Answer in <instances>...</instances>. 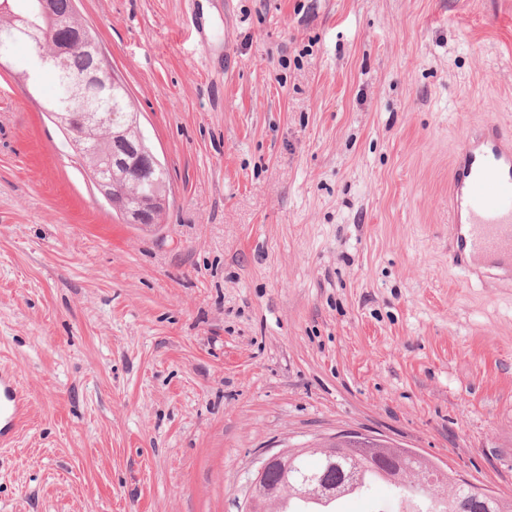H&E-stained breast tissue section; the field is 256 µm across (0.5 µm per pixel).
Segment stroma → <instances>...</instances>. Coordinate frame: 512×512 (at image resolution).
I'll return each mask as SVG.
<instances>
[{
	"label": "stroma",
	"mask_w": 512,
	"mask_h": 512,
	"mask_svg": "<svg viewBox=\"0 0 512 512\" xmlns=\"http://www.w3.org/2000/svg\"><path fill=\"white\" fill-rule=\"evenodd\" d=\"M165 165L151 231L0 66V512H240L266 453L382 437L512 498V283L448 261L512 0H75ZM29 393L22 388L13 367L0 365V447H7L29 420Z\"/></svg>",
	"instance_id": "stroma-1"
}]
</instances>
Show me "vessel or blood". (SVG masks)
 Listing matches in <instances>:
<instances>
[{"instance_id":"obj_1","label":"vessel or blood","mask_w":512,"mask_h":512,"mask_svg":"<svg viewBox=\"0 0 512 512\" xmlns=\"http://www.w3.org/2000/svg\"><path fill=\"white\" fill-rule=\"evenodd\" d=\"M449 257L470 276L512 279V126L484 119L467 128L448 176ZM30 396L15 369L0 365V447L29 420Z\"/></svg>"}]
</instances>
